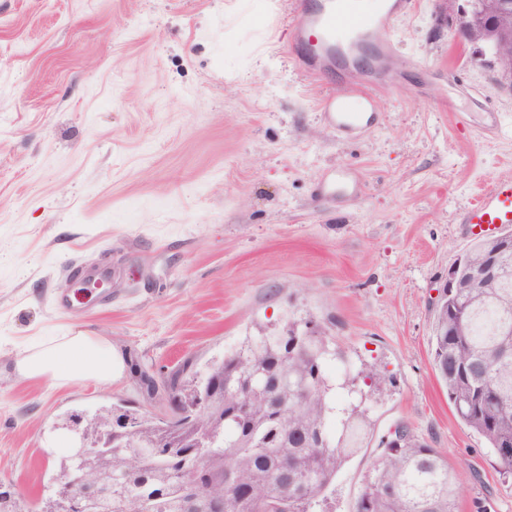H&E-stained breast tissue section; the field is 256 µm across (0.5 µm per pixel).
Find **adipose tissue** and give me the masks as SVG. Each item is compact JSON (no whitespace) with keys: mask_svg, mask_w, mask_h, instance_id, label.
<instances>
[{"mask_svg":"<svg viewBox=\"0 0 512 512\" xmlns=\"http://www.w3.org/2000/svg\"><path fill=\"white\" fill-rule=\"evenodd\" d=\"M119 365V358L105 337L72 330L21 356L16 371L26 379H47L66 387L89 377L100 383L111 382Z\"/></svg>","mask_w":512,"mask_h":512,"instance_id":"adipose-tissue-1","label":"adipose tissue"}]
</instances>
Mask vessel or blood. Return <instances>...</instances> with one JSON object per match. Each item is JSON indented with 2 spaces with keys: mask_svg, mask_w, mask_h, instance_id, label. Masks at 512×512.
Masks as SVG:
<instances>
[{
  "mask_svg": "<svg viewBox=\"0 0 512 512\" xmlns=\"http://www.w3.org/2000/svg\"><path fill=\"white\" fill-rule=\"evenodd\" d=\"M413 7L414 0H380L371 10L365 9L361 0H322L320 7L313 10L300 5L301 31L312 30L317 34V48L305 55L304 64L310 71H320L331 62L335 48L352 51L364 41L376 42L379 55H387L390 45L377 42V34L387 30L396 18L408 14ZM322 110L329 125L345 133L370 124L374 100L369 86L362 85L353 98L327 97ZM462 221L474 238L512 225V181H498L482 190L463 214Z\"/></svg>",
  "mask_w": 512,
  "mask_h": 512,
  "instance_id": "obj_1",
  "label": "vessel or blood"
}]
</instances>
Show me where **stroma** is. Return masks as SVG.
I'll return each instance as SVG.
<instances>
[{
    "label": "stroma",
    "instance_id": "stroma-1",
    "mask_svg": "<svg viewBox=\"0 0 512 512\" xmlns=\"http://www.w3.org/2000/svg\"><path fill=\"white\" fill-rule=\"evenodd\" d=\"M298 3L0 0V483L40 499L71 412L152 410L136 369L203 374L295 320L337 350L332 376L372 421L330 512H354L399 422L457 468L458 512H512V478L455 416L432 339L473 244L461 213L512 180V90L438 0H416L389 31L374 123L336 133L322 98L368 75L298 65ZM339 168L356 190L331 189ZM105 261L111 289L84 293L71 266ZM76 329L111 342L112 382L16 373Z\"/></svg>",
    "mask_w": 512,
    "mask_h": 512
}]
</instances>
